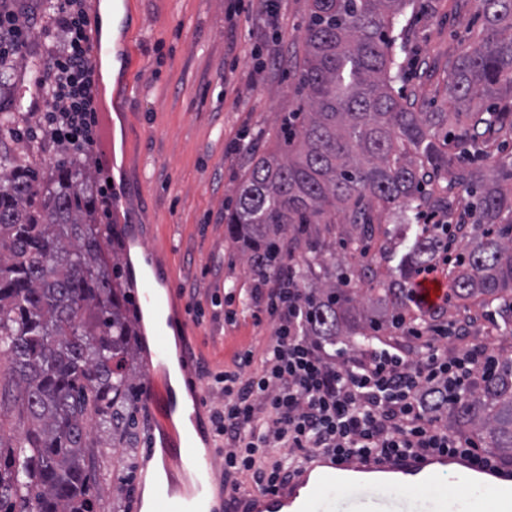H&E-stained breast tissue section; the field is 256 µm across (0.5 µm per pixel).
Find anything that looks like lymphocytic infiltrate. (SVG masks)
<instances>
[{"label": "lymphocytic infiltrate", "mask_w": 512, "mask_h": 512, "mask_svg": "<svg viewBox=\"0 0 512 512\" xmlns=\"http://www.w3.org/2000/svg\"><path fill=\"white\" fill-rule=\"evenodd\" d=\"M61 51L46 60L39 80L43 132L75 154L94 152L99 138L98 78L89 62L87 0H59L53 10ZM305 294L294 267L266 275L249 298L272 320L260 369L252 351L238 356L234 370L209 376L220 401L210 422L223 439L224 476L253 472L256 484L275 487L291 474L304 450L335 454L406 455L461 453L479 465L498 464L479 443L450 428L448 405L471 397L494 361L485 344L449 352L446 328L435 325L431 339L406 327L399 338L333 347L307 335ZM423 339L420 355L406 341ZM281 455L270 467L260 461L269 449Z\"/></svg>", "instance_id": "lymphocytic-infiltrate-1"}]
</instances>
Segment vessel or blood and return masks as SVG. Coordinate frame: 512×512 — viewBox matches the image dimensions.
<instances>
[{"instance_id": "vessel-or-blood-1", "label": "vessel or blood", "mask_w": 512, "mask_h": 512, "mask_svg": "<svg viewBox=\"0 0 512 512\" xmlns=\"http://www.w3.org/2000/svg\"><path fill=\"white\" fill-rule=\"evenodd\" d=\"M448 285L435 278H423L415 284V296L426 307L445 296ZM167 359L163 341L145 349L144 381L146 404L158 422L162 459H172L191 475L192 489L180 498L154 496L148 512H457L452 492L460 479L486 482L497 476L492 467L466 463L464 470L454 466L455 458L446 453L392 455L364 458L352 455L340 458L324 450L304 454L293 466L288 483L274 491L256 487L239 491L225 489L221 501H214L210 488L213 477L210 458L216 457L215 435H208L212 447L206 456H192L183 451L179 438L173 437L167 423L178 404V394L169 380L159 378L157 370ZM180 368L184 383L196 398L197 411L206 414L207 405L195 361L188 351H181ZM387 483L416 487L424 494L423 501L404 495L360 496L331 495L326 491L333 484ZM475 512H512V476L499 483L496 493L478 504Z\"/></svg>"}]
</instances>
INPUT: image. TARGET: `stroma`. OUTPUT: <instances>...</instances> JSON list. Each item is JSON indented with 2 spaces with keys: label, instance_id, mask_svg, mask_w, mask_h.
Listing matches in <instances>:
<instances>
[{
  "label": "stroma",
  "instance_id": "1",
  "mask_svg": "<svg viewBox=\"0 0 512 512\" xmlns=\"http://www.w3.org/2000/svg\"><path fill=\"white\" fill-rule=\"evenodd\" d=\"M309 0H273L270 14L245 0H123L120 47L122 67L113 80L110 101L99 112L119 121V139L103 159L86 157L93 186L115 178L125 207L113 208L111 221L93 213L106 239L105 257L112 265L114 286L127 285L126 270L134 237L152 249L155 267L166 272L172 303L171 327L187 337L202 369L232 368L237 352L252 351L262 361L274 325L256 322L241 302L228 296L252 287L256 277L242 245L224 236V215L253 156L274 150L290 113L305 106L296 70L304 56V27ZM15 13L36 26L26 58L0 65L6 84L0 89V110H14L21 92H35L40 61L55 38L45 28L41 0H17ZM479 27L476 0H409L399 16V61L406 72L394 88L415 112L448 109V70L457 50ZM248 143L235 154L226 145L240 135ZM367 208L373 225L354 236L351 224L337 216L325 245L332 260L355 270L359 288L372 287L360 276V254L374 256L380 273L403 228L397 211ZM193 289L201 307L184 314ZM236 309L234 321L224 319ZM431 325L472 322L471 341L494 346L502 359L512 360V335L500 334L486 308L458 301L444 302L426 312ZM133 387L117 412L123 433L113 437L103 418L87 422L96 450L90 466L103 477L97 512H135L139 462L151 450L153 419L143 398L142 356L131 358Z\"/></svg>",
  "mask_w": 512,
  "mask_h": 512
}]
</instances>
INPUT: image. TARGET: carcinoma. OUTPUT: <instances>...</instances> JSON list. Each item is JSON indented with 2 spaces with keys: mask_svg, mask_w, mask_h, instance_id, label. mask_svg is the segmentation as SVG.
<instances>
[{
  "mask_svg": "<svg viewBox=\"0 0 512 512\" xmlns=\"http://www.w3.org/2000/svg\"><path fill=\"white\" fill-rule=\"evenodd\" d=\"M407 0H310L299 85L307 110L282 132L283 146L264 153L240 183L224 215L228 238L268 274L292 259L281 239L291 224H331L376 200L411 223L417 206L474 215L469 247L457 264L453 295L493 306L512 333V159L496 158L512 141V112H470L478 96L512 93V0H480V30L448 72L453 112H411L394 91L405 78L393 47ZM453 119L456 138L439 132ZM456 170L448 195L425 188V167ZM90 174L63 158L44 178L39 166L0 151V352L16 382L24 438L0 445V512H96L100 482L86 420L110 416L127 397L132 325L124 297L103 264L104 242L89 214ZM439 238L403 237L398 279L372 288L384 313L358 300L352 275L320 286L323 254L299 269L307 288L306 330L329 340L372 336L415 317L412 280ZM453 429L476 436L512 461V360L484 380L479 395L457 404Z\"/></svg>",
  "mask_w": 512,
  "mask_h": 512,
  "instance_id": "1",
  "label": "carcinoma"
}]
</instances>
